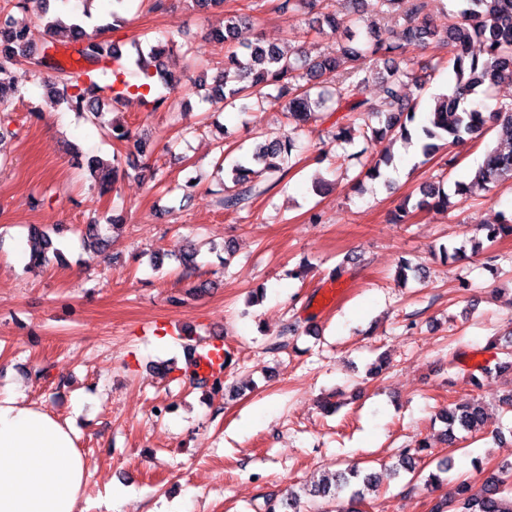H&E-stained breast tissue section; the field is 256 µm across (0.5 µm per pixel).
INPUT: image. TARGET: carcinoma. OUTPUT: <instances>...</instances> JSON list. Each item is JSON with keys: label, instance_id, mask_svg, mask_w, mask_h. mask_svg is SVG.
Here are the masks:
<instances>
[{"label": "carcinoma", "instance_id": "1", "mask_svg": "<svg viewBox=\"0 0 512 512\" xmlns=\"http://www.w3.org/2000/svg\"><path fill=\"white\" fill-rule=\"evenodd\" d=\"M318 0H282L280 8L295 11L306 8L313 15L310 30L316 34L325 29L336 30L342 25L350 39H360V47L342 45L332 54L311 56V53L261 40L241 43L237 32L253 24V17L233 14L225 17L224 28L210 32L211 37L227 47L224 69L213 78L211 109L222 110L228 106L245 111L253 99H273L283 103L287 119L298 124L336 118L333 125L335 139L344 143L354 142L359 135L363 149L382 144L411 139V130L419 131L418 143L422 155L429 158L449 144L477 141L486 132L499 126L507 135L509 152L497 149L487 152L483 164L467 181L455 182L453 192L444 188L442 181L432 182L421 191V197L410 203L405 199L398 207L395 218L403 223L411 212L430 209L446 212L451 208V197L471 196L491 184L512 180V104L487 110L482 96L497 84L512 80V0H460V23L452 30L441 29L428 13V0H376L379 12L385 15L387 27L363 30L360 24V7L364 0H344L353 4V11L339 14L333 0H325L316 9ZM64 24L61 15L43 14L32 24L16 25L13 15L0 7V107L18 92L11 77L14 66L23 62L31 67L34 79L46 72L55 76L50 86V98L66 103L78 112L90 113L101 121L105 97L122 103L138 99L151 105L157 112L167 107L168 97L159 88L173 89L179 78L165 68L166 57L174 51L173 39L133 43L134 55H124L120 47L102 38L113 24L97 26L90 34L82 24L69 18ZM67 32L68 43L76 46L79 66L67 68L55 58L57 44L51 37L59 29ZM409 45L432 48L440 55L435 63L423 67V74L415 75L410 63L400 67L395 57L403 54ZM448 70L450 90L434 96V106L424 119L417 118L416 104L402 94L405 79L419 86L430 81L432 72L439 67ZM339 74L336 86L326 85V75ZM378 79L385 108L372 103L365 96V87ZM113 138L126 144L128 152L146 155L152 152L149 139L134 136L127 129L112 127ZM295 148V139L288 135L267 141L240 160L230 164L227 178L216 192L218 203L227 212L243 210L250 200L263 193L259 177L264 174L277 177L281 182L288 174V161ZM91 171L98 178L100 194L112 191V183L122 174L112 166L106 172L100 164L91 163ZM486 238L492 241L502 236H512V213L500 214L495 225L483 226ZM31 236L37 240L32 245L29 265L40 267L49 261V254L59 255L52 238L42 227L33 226ZM488 416L487 406L479 399L454 407L443 408L437 418L445 430L436 441L453 445L463 433L480 431ZM432 444L426 440L415 448L401 450L396 470H403L416 477L422 476V454ZM451 465L442 459L436 471L424 477V485L432 489L444 480ZM380 476L350 468L333 474L312 486L295 491L270 506V512H301V499H336L348 494L337 512H363L367 494L377 490ZM431 512H512V463L500 467V472L487 476L479 492L462 483L456 496L436 501Z\"/></svg>", "mask_w": 512, "mask_h": 512}]
</instances>
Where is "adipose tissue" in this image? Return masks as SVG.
<instances>
[{"label": "adipose tissue", "instance_id": "1", "mask_svg": "<svg viewBox=\"0 0 512 512\" xmlns=\"http://www.w3.org/2000/svg\"><path fill=\"white\" fill-rule=\"evenodd\" d=\"M77 438L73 420L0 393V512H80Z\"/></svg>", "mask_w": 512, "mask_h": 512}]
</instances>
